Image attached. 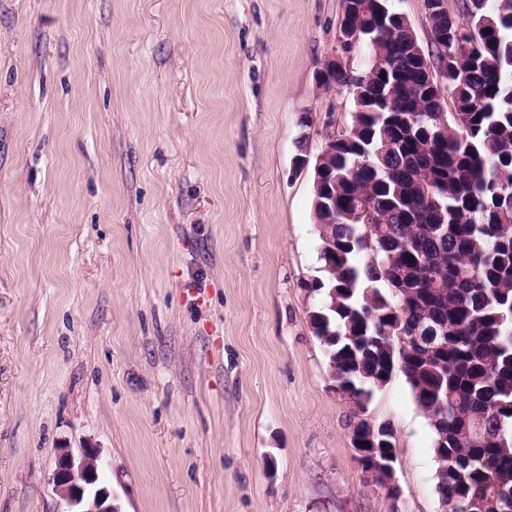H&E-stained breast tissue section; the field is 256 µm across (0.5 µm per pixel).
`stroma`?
Instances as JSON below:
<instances>
[{"label":"stroma","instance_id":"obj_1","mask_svg":"<svg viewBox=\"0 0 512 512\" xmlns=\"http://www.w3.org/2000/svg\"><path fill=\"white\" fill-rule=\"evenodd\" d=\"M344 0H0V512H57L95 446L121 512H389L354 460L394 428L399 512H441L401 372L366 414L310 316Z\"/></svg>","mask_w":512,"mask_h":512}]
</instances>
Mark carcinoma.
Instances as JSON below:
<instances>
[{"label":"carcinoma","mask_w":512,"mask_h":512,"mask_svg":"<svg viewBox=\"0 0 512 512\" xmlns=\"http://www.w3.org/2000/svg\"><path fill=\"white\" fill-rule=\"evenodd\" d=\"M350 2L370 58L350 125L322 158L336 211L315 221L336 303L311 325L357 406L396 370L428 418L447 406L434 442L436 463H451L436 483L446 512L471 501L512 512V0H466L483 36L451 54L442 88L407 17L388 0ZM382 100L393 111H374ZM357 200L374 213L367 240L347 217ZM422 324L443 327L447 345L429 352Z\"/></svg>","instance_id":"cac0c4a2"}]
</instances>
